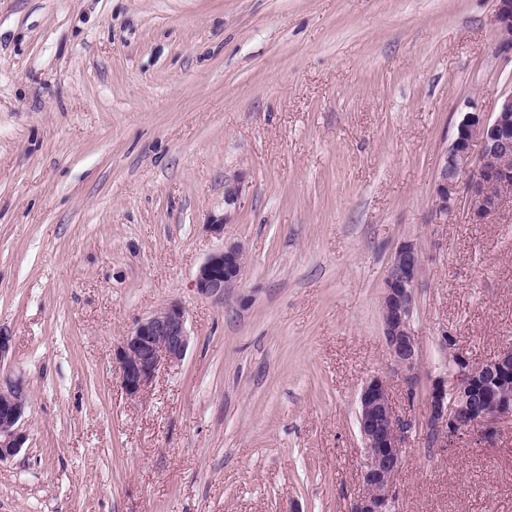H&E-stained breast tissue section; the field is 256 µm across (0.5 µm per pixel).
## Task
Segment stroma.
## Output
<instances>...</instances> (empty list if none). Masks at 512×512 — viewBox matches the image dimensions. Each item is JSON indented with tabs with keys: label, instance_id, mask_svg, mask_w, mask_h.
<instances>
[{
	"label": "stroma",
	"instance_id": "1",
	"mask_svg": "<svg viewBox=\"0 0 512 512\" xmlns=\"http://www.w3.org/2000/svg\"><path fill=\"white\" fill-rule=\"evenodd\" d=\"M495 13L0 0V378L30 387L0 512H348L376 374L414 423L400 512H512V427L447 449L424 427L449 352L483 364L512 344V203L476 224L468 192L446 217L433 201L463 114L512 91ZM405 240L422 252L412 377L381 319ZM233 241L239 282L201 298L199 266ZM170 304L187 353L129 396L114 350Z\"/></svg>",
	"mask_w": 512,
	"mask_h": 512
}]
</instances>
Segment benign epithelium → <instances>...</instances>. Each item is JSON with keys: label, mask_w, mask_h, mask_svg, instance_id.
I'll return each instance as SVG.
<instances>
[{"label": "benign epithelium", "mask_w": 512, "mask_h": 512, "mask_svg": "<svg viewBox=\"0 0 512 512\" xmlns=\"http://www.w3.org/2000/svg\"><path fill=\"white\" fill-rule=\"evenodd\" d=\"M494 24L498 46L512 52V0H497ZM479 143V162H473L472 145ZM469 177L471 215L484 224L498 214L504 198L512 194V91L502 95L495 112H467L456 126L435 185V206L441 214L457 202L463 177ZM243 246L231 242L211 253L198 268L194 288L203 298H224V289L241 276ZM422 268L421 250L412 240L401 242L392 257L381 300L383 336L396 367L415 373L420 346L411 328L416 306L415 288ZM189 347L185 312L171 304L142 319L123 336L116 349L119 378L131 397L143 394L164 364L182 360ZM451 377L439 376L426 397V435L445 438L444 446L474 432L488 439L500 432L502 420L512 419V395L498 384L512 378V346L493 360L472 364L454 353ZM488 388L479 394L480 407L466 386L479 380ZM30 402V389L22 377L0 381V462L18 455L25 443L22 430ZM358 430L364 445L360 476L364 492L348 512H398L396 478L406 463L403 444L411 423L395 411L387 380L376 375L366 381L358 396Z\"/></svg>", "instance_id": "benign-epithelium-1"}]
</instances>
